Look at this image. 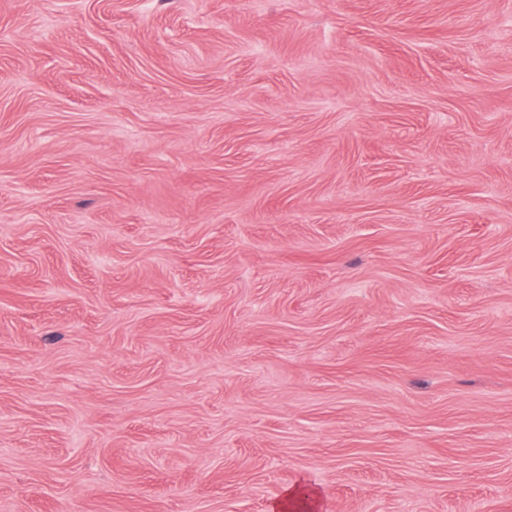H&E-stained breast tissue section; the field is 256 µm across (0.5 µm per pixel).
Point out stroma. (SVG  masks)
Listing matches in <instances>:
<instances>
[{"instance_id": "obj_1", "label": "stroma", "mask_w": 512, "mask_h": 512, "mask_svg": "<svg viewBox=\"0 0 512 512\" xmlns=\"http://www.w3.org/2000/svg\"><path fill=\"white\" fill-rule=\"evenodd\" d=\"M512 512V0H0V512Z\"/></svg>"}]
</instances>
